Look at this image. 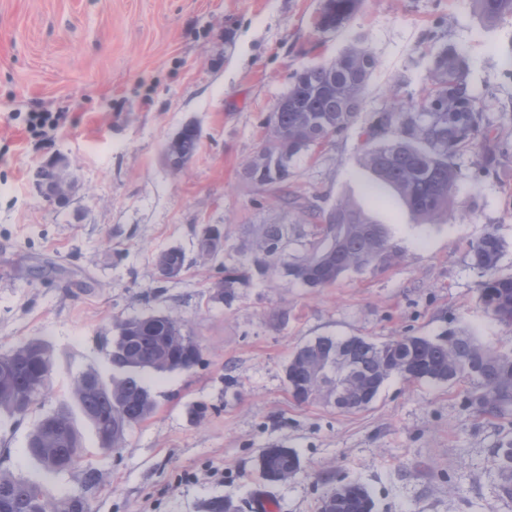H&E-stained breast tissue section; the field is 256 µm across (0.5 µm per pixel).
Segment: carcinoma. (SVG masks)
I'll return each instance as SVG.
<instances>
[{"mask_svg":"<svg viewBox=\"0 0 512 512\" xmlns=\"http://www.w3.org/2000/svg\"><path fill=\"white\" fill-rule=\"evenodd\" d=\"M327 25L342 28L361 0H330ZM475 13L487 25L512 18V0H471ZM377 68L374 54L353 41L330 61L292 77L266 123L265 145L242 168V179L275 194L289 211L307 221L308 248L284 261L290 242L301 237L298 224H261L243 239L240 250L261 271L285 265L288 276L310 289L332 286L349 272L368 267L387 268L400 257L388 225L375 223L349 200L326 212L309 196L290 189L291 162L301 153L341 135L354 125L368 82ZM430 88L419 101L396 99L385 112L363 128L367 149L361 165L376 186L391 190L420 224H432L456 205L458 172L455 158L482 148L480 165L488 171L498 163L500 147L489 138L484 112L471 91L467 60L448 46L432 54ZM200 135L196 125H184L165 148L168 166L181 171L196 154ZM282 158L276 171L268 169L275 155ZM54 165L36 174L49 201L61 203L68 195L54 188ZM224 241L221 233L206 232L197 241L202 261L216 258ZM501 239L486 232L468 247L470 267L481 277L479 301L501 326L512 330V274H503ZM185 254L176 248L157 256L159 274L176 278L184 271ZM242 280L237 270L224 269L213 282L227 298ZM112 376L104 378L90 367L73 380L72 398L93 425L98 448H121L128 429L149 419L157 402L144 373L189 371L201 361L202 349L185 331L184 321L170 313L125 319L107 350ZM53 356L50 346L33 340L0 355V412L26 415L52 390ZM410 382L468 385L466 406L485 417L512 415V343L483 342L464 329L437 336L401 335L377 343L363 336H318L293 351L286 368L288 393L298 404L349 391L345 410L362 409L377 397L389 378ZM27 452L48 476L69 471L87 450L66 401L43 417L32 430ZM501 496L512 499V440L493 449ZM301 470L299 457L288 448H266L259 457L260 477L286 482ZM340 501L326 493L317 512H375L370 490L360 482L344 483ZM0 512H88L83 497L56 499L47 485L0 472Z\"/></svg>","mask_w":512,"mask_h":512,"instance_id":"carcinoma-1","label":"carcinoma"}]
</instances>
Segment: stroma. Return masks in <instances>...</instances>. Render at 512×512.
<instances>
[{"mask_svg": "<svg viewBox=\"0 0 512 512\" xmlns=\"http://www.w3.org/2000/svg\"><path fill=\"white\" fill-rule=\"evenodd\" d=\"M323 0H0V354L36 339L52 349L53 391L24 418L0 416V471L38 479L26 452L35 422L56 409L87 368L110 376L106 344L121 320L172 312L202 346L187 372L145 373L156 413L122 448L100 451L83 415L75 421L100 482L81 468L59 475L56 496L85 497L90 512H209L231 499L251 512L256 491L276 512H316L338 482L359 481L376 512H512L498 492L492 450L512 438V416H475L463 388L393 377L364 410L296 404L285 369L319 336L381 342L466 327L495 343L506 331L478 301L469 242L494 232L512 273V19L484 27L470 0H362L338 31L321 32ZM363 40L378 66L357 125L293 163V189L322 209L352 200L389 225L401 259L311 290L284 269L261 271L239 249L260 224H295L271 194L245 183L244 163L294 73ZM453 45L490 135L508 152L491 172L456 160V202L469 218L417 223L390 191L373 194L357 163L363 126L393 95L420 99L431 48ZM30 112H55L57 128L32 138ZM200 147L181 173L164 159L186 123ZM70 163L66 205L47 201L37 170ZM224 234L216 259L196 243ZM179 248L186 270L161 278L157 255ZM245 271L232 301L212 287L222 268ZM205 406L204 418L195 410ZM293 450L301 471L269 484L261 451Z\"/></svg>", "mask_w": 512, "mask_h": 512, "instance_id": "obj_1", "label": "stroma"}]
</instances>
